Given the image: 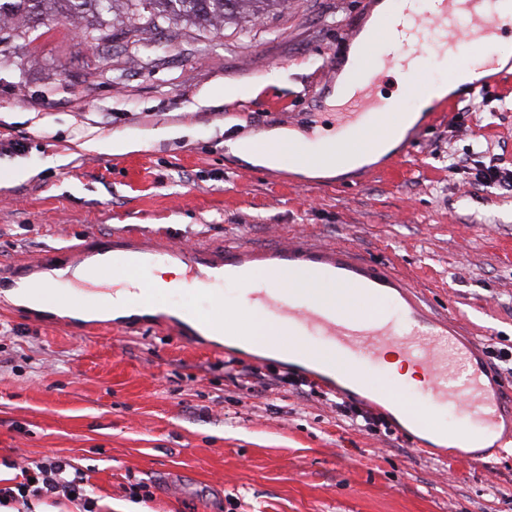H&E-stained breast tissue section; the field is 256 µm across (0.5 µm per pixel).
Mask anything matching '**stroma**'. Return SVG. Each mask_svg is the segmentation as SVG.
Listing matches in <instances>:
<instances>
[{
  "instance_id": "35a3bbf8",
  "label": "stroma",
  "mask_w": 512,
  "mask_h": 512,
  "mask_svg": "<svg viewBox=\"0 0 512 512\" xmlns=\"http://www.w3.org/2000/svg\"><path fill=\"white\" fill-rule=\"evenodd\" d=\"M377 0H288L247 25L163 22L131 32L105 14L111 51L70 21L0 28V268L84 236L155 245L269 247L290 238L350 247L416 287L482 343L512 350V193L452 162L512 170V90L457 95L386 174L271 171L228 141L330 111L336 66ZM252 86L248 99L225 95ZM133 136L112 155L95 142ZM27 170L14 178L16 168ZM0 294V484L55 457L84 474L97 512H512V447L476 468L458 448L421 453L396 421L348 427L323 383H283L282 357L249 358L253 395L233 382L237 346L192 347L146 317L79 335ZM149 485L145 501L131 485Z\"/></svg>"
}]
</instances>
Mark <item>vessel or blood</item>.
<instances>
[{"label":"vessel or blood","mask_w":512,"mask_h":512,"mask_svg":"<svg viewBox=\"0 0 512 512\" xmlns=\"http://www.w3.org/2000/svg\"><path fill=\"white\" fill-rule=\"evenodd\" d=\"M388 3V11L378 20L369 44L342 86L347 109L337 115L335 133L324 143L329 152L343 154L355 140L362 149H374L376 141L404 118L408 103L427 93L434 79L422 71L418 60L428 38L439 40L448 64V80H459L477 59L490 71V85L506 86L495 73V55L486 48L503 36L499 15L512 14V0ZM462 45L468 49L464 58L458 54ZM393 79L400 82L398 96H379L381 86ZM73 250L76 258L68 264L49 253L36 263L1 269L0 288L33 291L66 282L71 289L59 291L57 304L73 311L81 304L73 288L129 274L142 280L133 307L153 312L159 326L170 334L181 339L207 334L239 339L246 335V315L226 314L218 294L205 313L161 308L155 288L144 278L156 260L155 251L133 237L88 238ZM166 255L185 269L197 290L207 292L213 286L232 283L244 291L250 308L260 310L288 334L281 355L295 358L300 344L312 338L333 346L336 361L330 365L318 362L314 353H306L315 373L344 399L374 395L403 420L412 437H450L462 447H478L499 434L506 410H512V394L494 376L478 341L448 315L428 311L404 278L356 251L295 239L272 248L177 246L169 248ZM284 272L295 276L296 291L279 288L277 277ZM337 282L354 288V305L334 304L318 294L319 286ZM394 348L419 369L421 383L412 386L407 380L393 378L380 386L374 384L372 368L384 366ZM407 386L425 397L428 413H409L401 393ZM441 406L460 416L461 423L454 430L434 420L431 410Z\"/></svg>","instance_id":"vessel-or-blood-1"}]
</instances>
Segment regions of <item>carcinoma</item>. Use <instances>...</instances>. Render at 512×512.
Returning <instances> with one entry per match:
<instances>
[{
    "instance_id": "obj_1",
    "label": "carcinoma",
    "mask_w": 512,
    "mask_h": 512,
    "mask_svg": "<svg viewBox=\"0 0 512 512\" xmlns=\"http://www.w3.org/2000/svg\"><path fill=\"white\" fill-rule=\"evenodd\" d=\"M116 0H0V21L23 12L42 20L84 13L91 17L113 6ZM288 0H136V6L149 10L138 14L144 25L157 27L158 21L190 16L201 24H226L237 19L261 20Z\"/></svg>"
}]
</instances>
